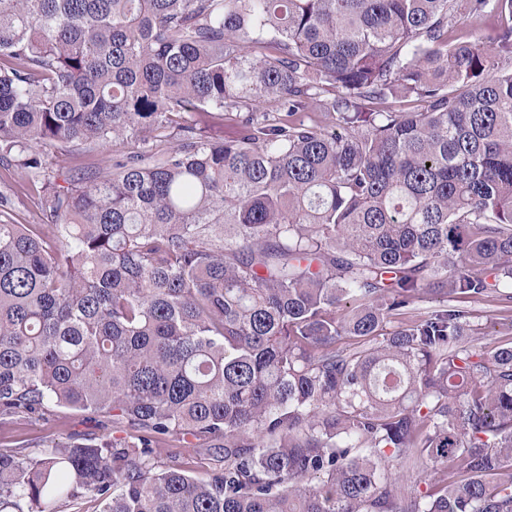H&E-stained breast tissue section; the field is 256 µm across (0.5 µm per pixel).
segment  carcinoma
<instances>
[{"mask_svg":"<svg viewBox=\"0 0 512 512\" xmlns=\"http://www.w3.org/2000/svg\"><path fill=\"white\" fill-rule=\"evenodd\" d=\"M184 113L152 163L47 170ZM3 161L45 222L0 219V422L129 439L0 448V512H512V319L466 309L512 288V0H0ZM471 320L480 330L478 336L483 343L501 336L499 323L503 318H512V303L502 300L498 294H489L467 304ZM102 435L110 439L126 437V433L112 430V422L105 417L52 405L45 412L0 425V448L23 442L25 452L38 454L54 442L75 437L97 439ZM178 451H180V455H177L176 458H174V453L177 452L178 454ZM197 452L199 453L198 448H161L157 457H155V465H160L163 468L172 465H179L186 469L191 475L199 478H206L212 470L220 467V463L209 459L199 460L197 458H200V456ZM191 458L196 462L192 463Z\"/></svg>","mask_w":512,"mask_h":512,"instance_id":"1","label":"carcinoma"}]
</instances>
